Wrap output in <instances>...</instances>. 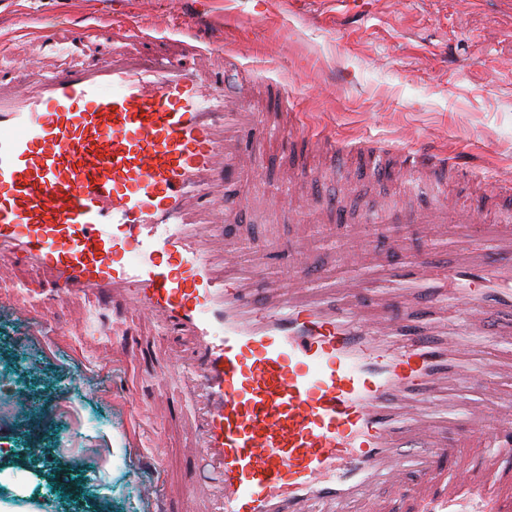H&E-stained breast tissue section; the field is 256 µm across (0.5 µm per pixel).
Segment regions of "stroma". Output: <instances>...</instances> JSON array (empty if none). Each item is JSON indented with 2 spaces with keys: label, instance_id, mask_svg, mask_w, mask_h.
Listing matches in <instances>:
<instances>
[{
  "label": "stroma",
  "instance_id": "35a3bbf8",
  "mask_svg": "<svg viewBox=\"0 0 512 512\" xmlns=\"http://www.w3.org/2000/svg\"><path fill=\"white\" fill-rule=\"evenodd\" d=\"M94 28L112 51V27L134 30L129 51L171 56L176 41L199 48L223 40L236 84L286 87L268 112L299 114L294 140L271 136L257 165L296 212L281 240L312 235L307 202L336 206L366 223L382 195L424 210L434 196L375 177L366 158L389 148L448 150L492 189L512 170V19L464 11L461 0H0V39L26 57L33 29ZM315 130L348 158L339 177L289 182L292 153ZM34 273L12 264L0 279V512H154L181 478L175 417L157 418L153 399L131 385L133 361L101 358L104 341L72 322L77 303L35 298ZM165 443L159 471L141 468L153 439Z\"/></svg>",
  "mask_w": 512,
  "mask_h": 512
}]
</instances>
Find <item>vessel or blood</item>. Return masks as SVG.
Segmentation results:
<instances>
[{"mask_svg":"<svg viewBox=\"0 0 512 512\" xmlns=\"http://www.w3.org/2000/svg\"><path fill=\"white\" fill-rule=\"evenodd\" d=\"M209 53L223 44L0 69V261L90 303L125 356L153 350L140 324L167 336L188 400L178 512H449L469 493L502 512L512 219L461 210L467 171L421 147L373 170L432 176L439 206L380 221L450 260L407 236L378 251L359 224L324 268L305 237L244 243L241 200L273 192L249 172L270 128ZM445 304L449 331L431 322Z\"/></svg>","mask_w":512,"mask_h":512,"instance_id":"obj_1","label":"vessel or blood"}]
</instances>
